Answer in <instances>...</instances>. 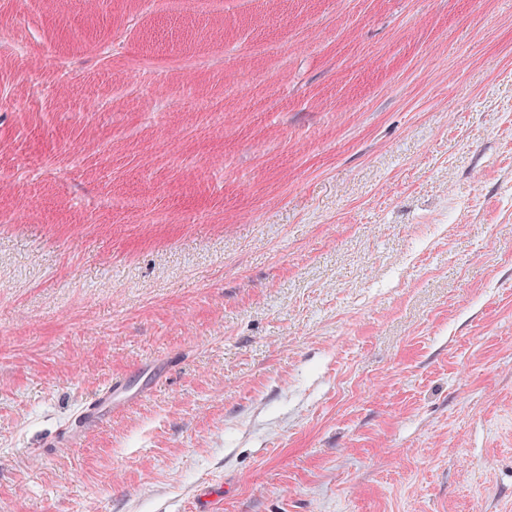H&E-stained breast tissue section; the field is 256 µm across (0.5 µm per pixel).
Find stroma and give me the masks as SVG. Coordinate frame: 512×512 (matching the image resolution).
I'll return each mask as SVG.
<instances>
[{"label": "stroma", "mask_w": 512, "mask_h": 512, "mask_svg": "<svg viewBox=\"0 0 512 512\" xmlns=\"http://www.w3.org/2000/svg\"><path fill=\"white\" fill-rule=\"evenodd\" d=\"M205 493L512 512V0H0V512ZM143 393L144 390L132 392L125 378H116L82 411L80 422L84 425L96 426L111 417L112 414L124 411L134 399L140 398Z\"/></svg>", "instance_id": "stroma-1"}]
</instances>
